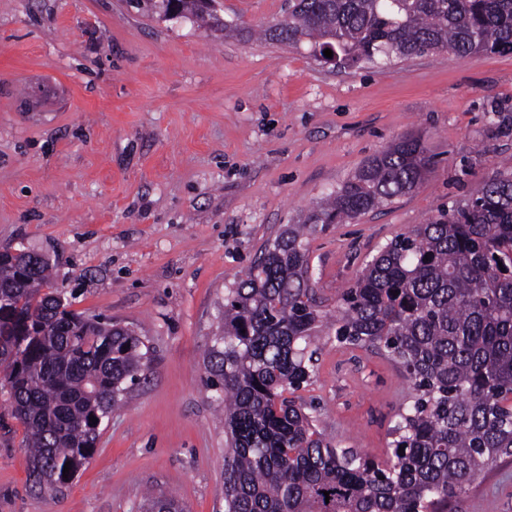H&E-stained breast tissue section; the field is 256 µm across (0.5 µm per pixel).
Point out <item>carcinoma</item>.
I'll use <instances>...</instances> for the list:
<instances>
[{
    "mask_svg": "<svg viewBox=\"0 0 512 512\" xmlns=\"http://www.w3.org/2000/svg\"><path fill=\"white\" fill-rule=\"evenodd\" d=\"M134 7L234 30L207 0ZM264 38L306 44L316 60L330 49L340 68L443 50L512 52V0H288V16ZM433 166L422 138H399L225 289L204 362L207 388L224 403V512H448L490 464L512 456V162L379 246L335 307L318 297L310 270L318 226L414 191ZM70 306L44 257L0 251V387L24 427L32 476L49 490L89 461L151 356L134 330ZM315 336L376 354L410 382L385 459L328 441L296 395L315 373ZM146 502V512H184L171 495Z\"/></svg>",
    "mask_w": 512,
    "mask_h": 512,
    "instance_id": "cac0c4a2",
    "label": "carcinoma"
}]
</instances>
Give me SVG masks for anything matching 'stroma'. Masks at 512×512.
I'll return each mask as SVG.
<instances>
[{
  "label": "stroma",
  "mask_w": 512,
  "mask_h": 512,
  "mask_svg": "<svg viewBox=\"0 0 512 512\" xmlns=\"http://www.w3.org/2000/svg\"><path fill=\"white\" fill-rule=\"evenodd\" d=\"M286 0H218L226 35L129 0H0V250L48 258L72 308L134 328L153 361L66 486L40 488L0 390V512H141L147 491L224 512V414L204 383L224 290L407 134L435 167L412 193L310 239L335 301L378 245L469 198L512 158V53L445 51L336 70L260 39ZM301 396L327 439L384 457L409 382L320 337ZM451 512H512V457Z\"/></svg>",
  "instance_id": "stroma-1"
}]
</instances>
